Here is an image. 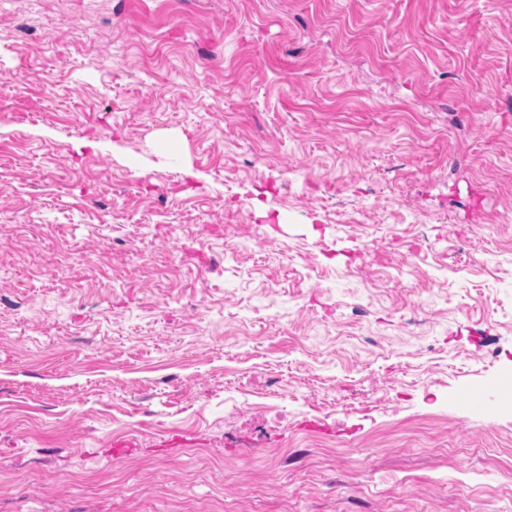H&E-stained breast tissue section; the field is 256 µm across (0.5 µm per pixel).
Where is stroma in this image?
I'll return each mask as SVG.
<instances>
[{
  "label": "stroma",
  "mask_w": 512,
  "mask_h": 512,
  "mask_svg": "<svg viewBox=\"0 0 512 512\" xmlns=\"http://www.w3.org/2000/svg\"><path fill=\"white\" fill-rule=\"evenodd\" d=\"M512 0H0V512H512Z\"/></svg>",
  "instance_id": "35a3bbf8"
}]
</instances>
